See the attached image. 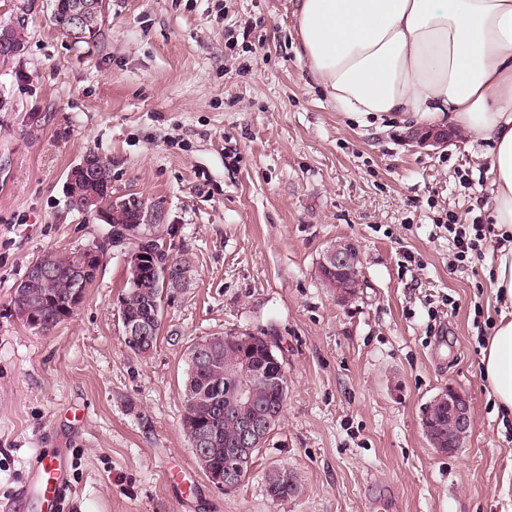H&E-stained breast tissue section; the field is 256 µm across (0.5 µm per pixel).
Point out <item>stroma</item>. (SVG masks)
I'll return each mask as SVG.
<instances>
[{"mask_svg": "<svg viewBox=\"0 0 512 512\" xmlns=\"http://www.w3.org/2000/svg\"><path fill=\"white\" fill-rule=\"evenodd\" d=\"M297 0H110L76 44L49 0H0L24 50L0 60V512L36 456L65 453V512H512V419L480 372L499 316V239L455 259L443 221L487 223L488 144L448 125L414 147V121L337 111L299 53ZM172 225L195 266L148 356L124 343V257L112 252L71 319L40 335L10 303L29 263L103 238L74 208L68 170L87 152ZM351 240L364 286L348 302L318 277ZM264 332L283 358L279 426L234 491L216 488L182 432L188 348ZM474 429L439 453L422 411L447 386ZM299 491L272 501L269 472ZM408 141L421 147H442L448 143V131L446 129H428L425 131L414 130L409 132Z\"/></svg>", "mask_w": 512, "mask_h": 512, "instance_id": "stroma-1", "label": "stroma"}]
</instances>
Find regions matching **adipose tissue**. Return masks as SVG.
I'll return each instance as SVG.
<instances>
[{"mask_svg": "<svg viewBox=\"0 0 512 512\" xmlns=\"http://www.w3.org/2000/svg\"><path fill=\"white\" fill-rule=\"evenodd\" d=\"M301 56L343 112L449 117L489 143L499 320L481 372L512 418V0H298Z\"/></svg>", "mask_w": 512, "mask_h": 512, "instance_id": "ef3b65f1", "label": "adipose tissue"}]
</instances>
